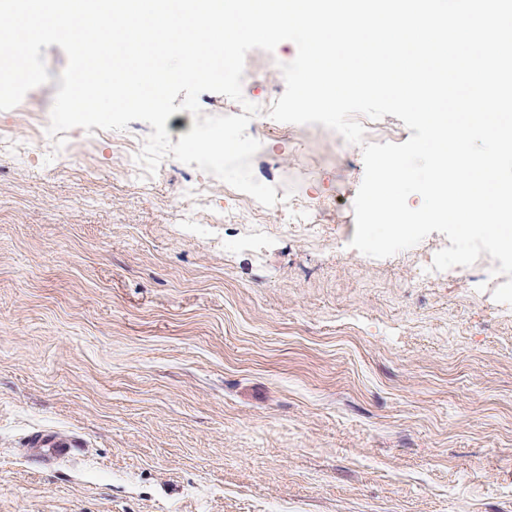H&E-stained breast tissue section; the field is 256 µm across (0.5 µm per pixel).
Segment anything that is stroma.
Here are the masks:
<instances>
[{"mask_svg": "<svg viewBox=\"0 0 512 512\" xmlns=\"http://www.w3.org/2000/svg\"><path fill=\"white\" fill-rule=\"evenodd\" d=\"M41 54L49 83L0 111V512H512V305L488 254L423 283L443 234L351 248L362 152L319 124L247 133L254 177L320 206L321 238L170 156L138 183L128 131L48 134L67 56ZM296 55L251 50L253 97ZM36 431L83 446L36 463Z\"/></svg>", "mask_w": 512, "mask_h": 512, "instance_id": "obj_1", "label": "stroma"}]
</instances>
